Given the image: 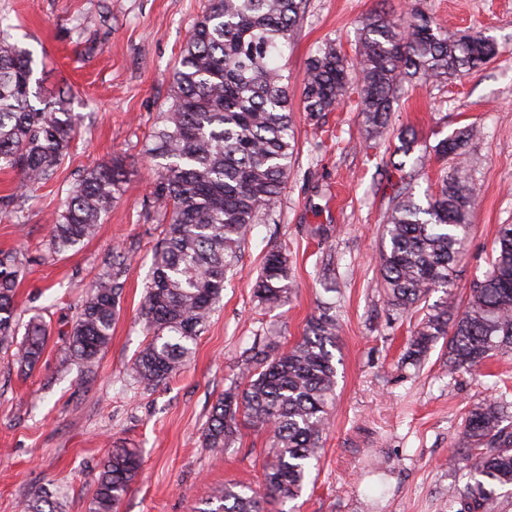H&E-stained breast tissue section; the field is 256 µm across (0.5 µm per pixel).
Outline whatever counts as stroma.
I'll return each instance as SVG.
<instances>
[{"mask_svg": "<svg viewBox=\"0 0 512 512\" xmlns=\"http://www.w3.org/2000/svg\"><path fill=\"white\" fill-rule=\"evenodd\" d=\"M207 0H0L36 60L40 99L72 90L78 135L54 178L39 188L0 171V196L19 198L27 221L0 218V250H17L26 272L16 294L22 319L43 314L50 336L38 365L18 372L0 353V512H19L38 487L54 488L61 512H88L101 461L113 446L137 448L141 472L119 512H197L225 485L262 487L266 432L247 428L233 448L201 443L212 405L241 377L253 343L298 342L326 287L336 290L339 334L333 350L336 396L323 453L300 496L268 501L264 512H458L466 479L448 464L463 441L466 412L494 398L512 404V353L473 371L449 373L442 346L418 364L405 358L420 316L386 303L379 276L383 227L396 203L387 166L399 135L413 133L406 158L416 198L444 175L479 187L466 253L447 300L463 309L473 281L489 267L498 225L512 224V0H306L280 64L292 95L297 151L272 220L253 225L222 299L197 339L184 372L140 389L128 367L148 342L139 314L161 227L144 202L153 175L146 153L180 51ZM424 10L448 34L484 32L500 55L445 83L415 82L396 104L381 139L366 140L350 106L311 120L302 78L317 46L333 39L354 56L358 27L376 11L405 19ZM471 125L462 156L440 159L439 140ZM120 156L130 171L97 233L56 255L51 222L80 171ZM288 250L293 288L275 308L258 305L252 286L265 253ZM131 267L112 339L82 381L66 361L59 332L115 250Z\"/></svg>", "mask_w": 512, "mask_h": 512, "instance_id": "stroma-1", "label": "stroma"}]
</instances>
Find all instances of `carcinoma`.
<instances>
[{
	"label": "carcinoma",
	"instance_id": "cac0c4a2",
	"mask_svg": "<svg viewBox=\"0 0 512 512\" xmlns=\"http://www.w3.org/2000/svg\"><path fill=\"white\" fill-rule=\"evenodd\" d=\"M305 9V0H208L182 49L170 86L171 103L158 113L147 150L156 161L148 207L163 226L149 285L141 301L150 340L130 377L153 390L180 374L193 354L238 260L251 225L269 220L288 182L295 151L288 77L282 58ZM499 53L482 34L455 37L413 9L402 22L376 13L361 21L356 63L336 42L323 43L309 59L305 109L320 119L350 99L362 117L366 139L383 134L393 104L414 80L445 81L478 69ZM33 52L0 19V170L20 174L28 186L49 181L74 140L76 115L68 98L38 108L31 103ZM473 130L442 139L436 154H458ZM414 138L403 134L387 165L401 188L384 225L387 248L380 273L387 303L416 312L428 295L448 292L462 260L477 187L451 175L426 204L406 193L405 163ZM120 157L84 169L72 184L65 209L51 229L50 249L65 253L92 237L128 179ZM0 213L18 224L25 216L15 196L0 197ZM128 253L115 251L108 269L90 286L69 332L61 337L68 360L89 368L112 338L129 271ZM25 273L16 252H0V350L22 371L40 361L48 323L40 316L17 335L15 297ZM293 278L287 249L268 251L254 286L255 300L276 307L288 299ZM335 305L320 302L300 342L279 348L274 340L245 350L242 381L230 384L213 405L203 444L222 453L248 424L268 432L264 492L229 484L217 505L198 512H264L263 503L297 499L318 459L336 388ZM448 373L471 370L498 354L512 353V224L498 227L488 270L476 280L463 310L442 301L430 307L413 332L407 354L426 357L438 342ZM504 403L486 400L466 414L463 443L452 460L469 481L460 512H497V490L512 487V425ZM140 469L134 448H114L100 466L89 512H117ZM22 512H59L56 493L39 488Z\"/></svg>",
	"mask_w": 512,
	"mask_h": 512
}]
</instances>
